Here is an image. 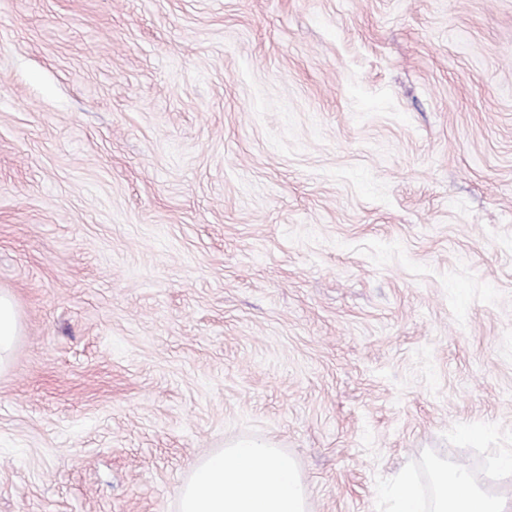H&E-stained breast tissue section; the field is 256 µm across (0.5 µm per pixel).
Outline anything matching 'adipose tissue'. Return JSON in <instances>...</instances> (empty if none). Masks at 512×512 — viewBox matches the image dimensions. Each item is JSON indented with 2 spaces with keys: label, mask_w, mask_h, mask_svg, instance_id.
<instances>
[{
  "label": "adipose tissue",
  "mask_w": 512,
  "mask_h": 512,
  "mask_svg": "<svg viewBox=\"0 0 512 512\" xmlns=\"http://www.w3.org/2000/svg\"><path fill=\"white\" fill-rule=\"evenodd\" d=\"M180 512H309L295 463L270 443L237 440L197 460L180 492ZM433 512H512L467 470L440 465Z\"/></svg>",
  "instance_id": "obj_1"
}]
</instances>
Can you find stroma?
I'll return each mask as SVG.
<instances>
[{
    "instance_id": "35a3bbf8",
    "label": "stroma",
    "mask_w": 512,
    "mask_h": 512,
    "mask_svg": "<svg viewBox=\"0 0 512 512\" xmlns=\"http://www.w3.org/2000/svg\"><path fill=\"white\" fill-rule=\"evenodd\" d=\"M0 292V512L512 455V0H0ZM19 317L10 298L0 294V370L7 368L19 335ZM180 512H310L295 463L268 442L237 440L197 460Z\"/></svg>"
}]
</instances>
